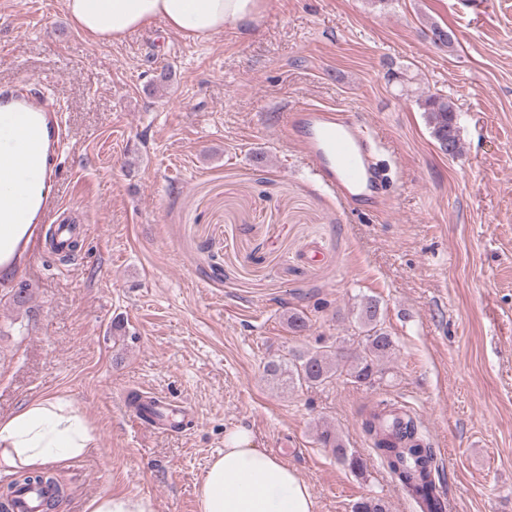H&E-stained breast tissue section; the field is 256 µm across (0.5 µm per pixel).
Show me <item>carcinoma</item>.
I'll return each mask as SVG.
<instances>
[{
	"instance_id": "1",
	"label": "carcinoma",
	"mask_w": 512,
	"mask_h": 512,
	"mask_svg": "<svg viewBox=\"0 0 512 512\" xmlns=\"http://www.w3.org/2000/svg\"><path fill=\"white\" fill-rule=\"evenodd\" d=\"M424 113L432 138L438 148L451 145V155L461 154L463 144L456 125V108L448 98L438 94L416 99ZM358 321L364 329L362 348L351 359L340 362L336 348L321 345L298 352L288 363L271 360L265 373L276 383L285 385L323 384L346 376V380L363 386H374L383 378L386 363L395 354L393 337L381 324L380 306L373 298L360 306ZM362 431L372 451L387 466L392 478L416 503L420 512H445L446 503L435 476L439 465L435 449L423 432L419 419L394 403L380 402L362 410ZM317 440L332 449L336 459L349 469L363 474V460L348 453L339 436L328 428L317 433ZM45 485L53 490L46 509L55 508L62 492V479L50 469L40 472L17 471L14 478L0 487V512H11L14 489L22 485ZM353 512H388L380 499L367 498L353 505Z\"/></svg>"
}]
</instances>
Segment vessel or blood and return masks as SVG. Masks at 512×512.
I'll return each instance as SVG.
<instances>
[{
	"label": "vessel or blood",
	"instance_id": "obj_1",
	"mask_svg": "<svg viewBox=\"0 0 512 512\" xmlns=\"http://www.w3.org/2000/svg\"><path fill=\"white\" fill-rule=\"evenodd\" d=\"M29 116L38 119L49 141L45 179L50 184L57 182L58 150L67 130L45 95L0 85V159L9 161L7 137L12 126ZM281 126L287 137L302 146L311 173L330 191L360 212L385 208L383 176L377 162L382 143L359 115L301 101L282 113Z\"/></svg>",
	"mask_w": 512,
	"mask_h": 512
}]
</instances>
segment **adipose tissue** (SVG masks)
I'll return each instance as SVG.
<instances>
[{
	"label": "adipose tissue",
	"instance_id": "1",
	"mask_svg": "<svg viewBox=\"0 0 512 512\" xmlns=\"http://www.w3.org/2000/svg\"><path fill=\"white\" fill-rule=\"evenodd\" d=\"M267 0H64L73 25L98 42H118L154 22L192 39L244 29L261 16ZM34 186L0 171V272L29 227L12 220L16 200ZM96 426L69 395L28 400L0 417V472L42 471L76 460L97 446ZM199 512H315L311 486L282 458L258 448L250 430L224 432V450L213 456L198 488Z\"/></svg>",
	"mask_w": 512,
	"mask_h": 512
}]
</instances>
